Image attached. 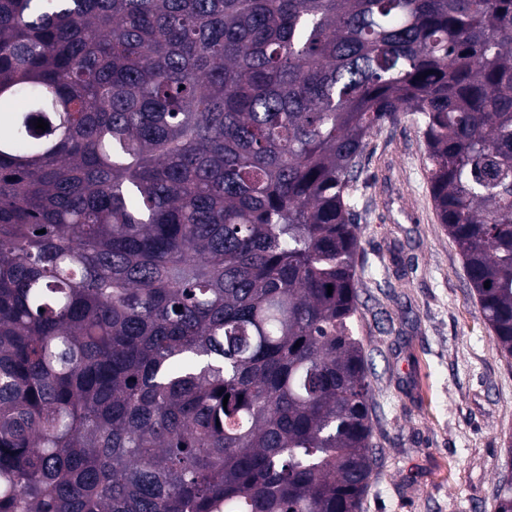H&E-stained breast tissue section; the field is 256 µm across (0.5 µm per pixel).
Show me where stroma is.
I'll use <instances>...</instances> for the list:
<instances>
[{
  "label": "stroma",
  "mask_w": 512,
  "mask_h": 512,
  "mask_svg": "<svg viewBox=\"0 0 512 512\" xmlns=\"http://www.w3.org/2000/svg\"><path fill=\"white\" fill-rule=\"evenodd\" d=\"M428 164L409 113L382 126L361 158L357 335L377 459L361 512H495L512 438V359L438 222Z\"/></svg>",
  "instance_id": "35a3bbf8"
}]
</instances>
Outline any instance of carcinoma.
Returning <instances> with one entry per match:
<instances>
[{"label": "carcinoma", "mask_w": 512, "mask_h": 512, "mask_svg": "<svg viewBox=\"0 0 512 512\" xmlns=\"http://www.w3.org/2000/svg\"><path fill=\"white\" fill-rule=\"evenodd\" d=\"M2 103L0 512H360L352 190L407 112L512 356V0H0Z\"/></svg>", "instance_id": "carcinoma-1"}]
</instances>
